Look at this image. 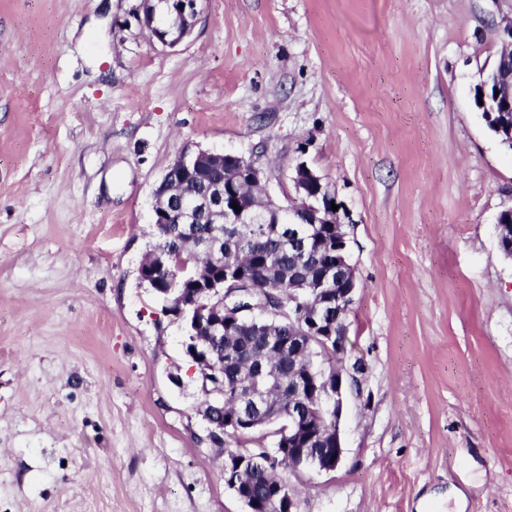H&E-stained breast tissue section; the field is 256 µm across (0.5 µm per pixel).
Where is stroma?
<instances>
[{"label": "stroma", "instance_id": "stroma-1", "mask_svg": "<svg viewBox=\"0 0 512 512\" xmlns=\"http://www.w3.org/2000/svg\"><path fill=\"white\" fill-rule=\"evenodd\" d=\"M0 0V512H246L205 443L179 322L141 284L180 155L305 163L346 217L358 388L298 512H512V151L475 87L512 0ZM144 2L141 24L149 32H155L156 40L162 45L175 46L182 42L193 32L199 20L201 0H156L152 9H146L151 1ZM160 5H163L165 12L176 18L175 30L160 25L161 20L157 17ZM180 5H183V9H180Z\"/></svg>", "mask_w": 512, "mask_h": 512}]
</instances>
